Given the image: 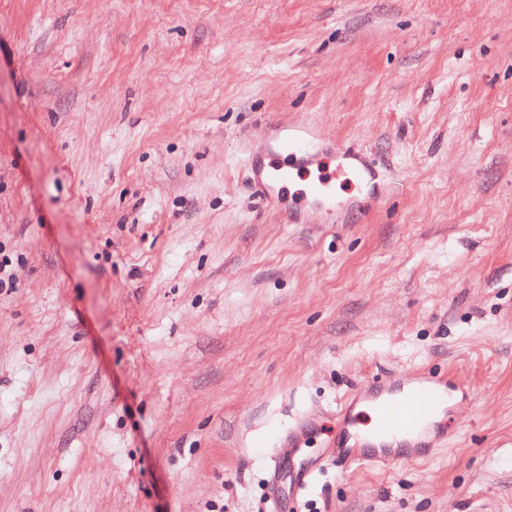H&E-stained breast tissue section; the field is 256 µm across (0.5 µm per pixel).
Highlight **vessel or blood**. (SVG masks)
<instances>
[{
    "label": "vessel or blood",
    "instance_id": "b4317fda",
    "mask_svg": "<svg viewBox=\"0 0 512 512\" xmlns=\"http://www.w3.org/2000/svg\"><path fill=\"white\" fill-rule=\"evenodd\" d=\"M267 148L281 156L282 162L268 168L252 167L250 184L254 193L270 205L278 202L280 191L293 172H305L320 165L322 154L327 152L337 159L339 169L352 174L358 184H376V169L368 159L344 143L324 144L317 132L303 122L278 124ZM459 386L456 379L427 370L388 371L358 386L352 397L370 405L368 430L358 433L357 423L347 408H340L336 414V433L326 450L328 458L348 467H363L422 457L429 440L412 443L409 435L435 419ZM303 428V423H296L278 440L268 480L270 491H278L279 471L302 437ZM318 471L315 465L297 471L288 487L289 503L297 502Z\"/></svg>",
    "mask_w": 512,
    "mask_h": 512
}]
</instances>
